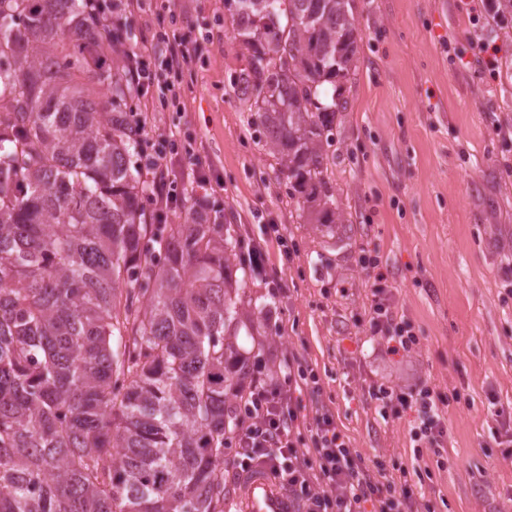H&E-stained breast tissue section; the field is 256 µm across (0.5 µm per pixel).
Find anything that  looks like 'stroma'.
I'll list each match as a JSON object with an SVG mask.
<instances>
[{"label":"stroma","instance_id":"35a3bbf8","mask_svg":"<svg viewBox=\"0 0 512 512\" xmlns=\"http://www.w3.org/2000/svg\"><path fill=\"white\" fill-rule=\"evenodd\" d=\"M127 46L151 69L165 39L210 34L187 77L180 110L155 111L161 94L133 96L148 113L145 159L177 131L211 159V207L261 244L254 292L267 296L268 339L240 336L250 364L275 375L285 356L317 372L319 401L368 467L410 484L413 512H512V451L499 445L496 408H512V22L471 0H353L355 62L337 82L324 178L341 215L308 223L279 160L256 141L254 109L234 78L250 54L224 0H140ZM498 47L495 72L473 64V45ZM456 48L463 60L450 58ZM280 227V237L266 233ZM291 256H284V249ZM377 267L359 262L361 249ZM419 338L388 355L369 330L371 288ZM427 382L460 399L444 407L447 437L414 453L415 418L381 413L370 384Z\"/></svg>","mask_w":512,"mask_h":512}]
</instances>
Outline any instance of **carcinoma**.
Here are the masks:
<instances>
[{
  "label": "carcinoma",
  "instance_id": "obj_1",
  "mask_svg": "<svg viewBox=\"0 0 512 512\" xmlns=\"http://www.w3.org/2000/svg\"><path fill=\"white\" fill-rule=\"evenodd\" d=\"M235 78L293 190L335 223L321 87L351 0H241ZM90 0H0V512H224V447L265 329L238 225L149 224L131 91Z\"/></svg>",
  "mask_w": 512,
  "mask_h": 512
}]
</instances>
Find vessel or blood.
Here are the masks:
<instances>
[{"label": "vessel or blood", "instance_id": "b4317fda", "mask_svg": "<svg viewBox=\"0 0 512 512\" xmlns=\"http://www.w3.org/2000/svg\"><path fill=\"white\" fill-rule=\"evenodd\" d=\"M239 512H301L287 486L262 465L235 479Z\"/></svg>", "mask_w": 512, "mask_h": 512}]
</instances>
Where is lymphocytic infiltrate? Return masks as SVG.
<instances>
[{
	"instance_id": "lymphocytic-infiltrate-1",
	"label": "lymphocytic infiltrate",
	"mask_w": 512,
	"mask_h": 512,
	"mask_svg": "<svg viewBox=\"0 0 512 512\" xmlns=\"http://www.w3.org/2000/svg\"><path fill=\"white\" fill-rule=\"evenodd\" d=\"M206 46L199 41H174L163 48L164 65L153 74L137 52L127 50L121 56L122 66L136 88L160 84L163 104L179 107L184 90V76L193 65L206 58ZM211 165L194 148H186L182 173H173L165 158L153 163V201L158 216L166 214L182 199L186 185L199 188L195 197L199 209L210 206L201 190L208 183ZM372 335L383 339L387 352L397 355L410 351L417 338L408 322L397 320L392 294L384 288L372 291L370 310ZM283 381L252 379L241 405L244 414L234 434L235 468L249 470L265 465L284 482L302 507V512H412V490L395 486L372 476L364 459L349 447L336 427L334 416L323 404H315L312 418H305L295 392L303 387L310 393L320 391L317 372L303 359L291 355L279 365ZM370 400L381 409L395 413L415 411L417 418L411 429L414 442L432 448L443 447L447 429L442 415L445 403L441 393L425 383L395 389L382 384L368 388ZM307 428L311 445L299 447L297 435Z\"/></svg>"
}]
</instances>
